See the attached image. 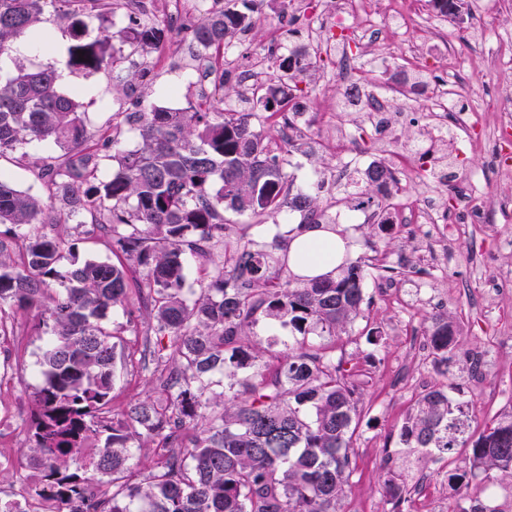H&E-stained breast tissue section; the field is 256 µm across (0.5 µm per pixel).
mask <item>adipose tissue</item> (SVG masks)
Returning <instances> with one entry per match:
<instances>
[{
    "label": "adipose tissue",
    "mask_w": 512,
    "mask_h": 512,
    "mask_svg": "<svg viewBox=\"0 0 512 512\" xmlns=\"http://www.w3.org/2000/svg\"><path fill=\"white\" fill-rule=\"evenodd\" d=\"M353 249L342 225L306 224L289 236L288 266L298 278L333 276Z\"/></svg>",
    "instance_id": "adipose-tissue-1"
}]
</instances>
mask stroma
<instances>
[{
  "label": "stroma",
  "instance_id": "1",
  "mask_svg": "<svg viewBox=\"0 0 512 512\" xmlns=\"http://www.w3.org/2000/svg\"><path fill=\"white\" fill-rule=\"evenodd\" d=\"M230 6L253 17L254 27L244 34L248 52L265 51L273 42L284 40L288 46L305 43V34L282 35L276 25L281 0H270L259 8L257 0H231ZM463 22H449L451 44H458L471 28L474 18H489L499 33H512V0H465ZM166 39L149 49L154 60L150 84L138 87L134 97L143 109L185 108L196 104V91L189 71L167 65L168 56L179 43L174 14L162 16ZM54 41L49 53L20 57L27 68H62L67 49L73 43L72 33L61 22L53 8H46L37 25ZM364 65L358 70L361 85L373 90L385 75L408 71L418 63L435 73L448 68L450 51L440 41L426 39L421 24H413L404 40L397 41L378 35L366 41ZM390 60L389 71L377 63ZM329 61L318 62L310 81L300 83L298 99L303 105V117L310 133L307 148L295 151L278 144L286 155L283 172L293 189L328 202L339 198L340 203L327 212L330 221L344 225L345 232L355 242L351 260L361 261L365 269L363 313L338 343L346 360L362 366L364 386L361 395V420L352 451L353 472L343 512H389L384 482L390 473L399 471L402 461L396 448L400 428L419 395L439 383L455 387L459 397L468 402L479 424L512 412V298L498 309L494 319L485 315V293L493 286L512 289V249L503 245L512 238V215L501 213L499 201L512 195V176L502 175L492 156L494 127H486L485 140L478 151L459 155L448 170L449 188L464 187L473 173H480L489 190L480 208L485 221L463 225L453 243L455 259L448 268L434 270L423 264L416 250L414 215L419 194L413 171L414 161H407L408 173L397 192L386 217V230L369 228L364 221L347 223L350 210L343 205L342 188L327 192L318 177L337 168L342 148L325 135L326 128L336 119L334 110L339 98L335 82L329 81ZM70 87L80 88L81 102L86 112L87 131L98 136L112 123V115L121 111L129 97L119 92L109 70L87 77L74 72ZM512 92V67L499 66L495 53L476 56L474 71L460 80L458 100L468 111L481 112L489 99ZM395 101L405 112L398 129L394 148L408 150L419 127L428 121L427 97L420 94L396 95ZM59 148L49 142L32 141L21 152L0 156V172L9 176L19 190L37 198H45L46 189L36 175V168L49 158L58 156ZM228 223L245 228L248 238L260 248L275 254L288 247L289 225L300 223L299 213L283 211L261 217L239 215L225 210ZM59 232L65 240L80 239V258L106 260L112 256L109 240L93 224H66ZM393 267L398 277L388 278L384 267ZM448 313L459 330L462 357L449 367L437 366L430 354L427 326L435 312ZM143 302L137 293H129L122 305L112 308L108 321L125 326L123 339L128 350H136L148 323L144 318ZM7 333L0 337V462L9 463L18 472H25L24 448L28 444L31 419V394L42 383L40 361L45 336L36 327L33 315L7 312L0 318ZM380 332L377 343H368L366 332ZM252 343L262 347L267 356H282L297 341L322 344L323 336L312 331L300 334L279 322L259 318L250 329ZM479 354L483 359L484 375L474 378L463 360L464 355ZM150 371L131 367L128 360L119 359L112 389V408L119 411L130 402L153 393ZM470 466L467 449L428 459L412 465L405 483L406 512H448L453 503L448 475L467 470Z\"/></svg>",
  "mask_w": 512,
  "mask_h": 512
}]
</instances>
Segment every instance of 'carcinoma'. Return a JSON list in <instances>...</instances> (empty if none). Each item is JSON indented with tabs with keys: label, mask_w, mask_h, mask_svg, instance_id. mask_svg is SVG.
<instances>
[{
	"label": "carcinoma",
	"mask_w": 512,
	"mask_h": 512,
	"mask_svg": "<svg viewBox=\"0 0 512 512\" xmlns=\"http://www.w3.org/2000/svg\"><path fill=\"white\" fill-rule=\"evenodd\" d=\"M63 9L74 44L67 66L93 74L112 66L130 86L145 73L125 69L124 56L105 30L84 40L87 20L114 12L123 0H0V56L33 30L45 7ZM443 17H457L459 0H430ZM254 25L232 10L208 13L184 37L220 56L224 45ZM158 25L130 23L122 41L156 46ZM84 56H79V52ZM315 62L308 50L281 59L292 85L270 77L256 102L283 116L297 83ZM255 108L226 112L219 101L184 111L115 112L99 141L88 143L77 94L63 90L54 68L0 74V156L32 140L63 150L38 168L43 202L16 189L0 174V308L37 310L47 339L42 384L26 456L36 471L37 501L55 512H339L351 475L350 448L360 416L363 370L336 357V336L362 312L363 269L344 261L334 277L279 280L281 259L251 240L224 241V208L254 216L288 207L305 224H326L328 206L291 193L272 142L253 128ZM139 131L141 147L101 155L121 128ZM117 170L100 177L102 159ZM392 170L374 162L364 189L344 197L358 208L376 207L385 225ZM80 214L107 231L117 261L77 258L79 240L64 249L41 231L71 223ZM29 225L23 237L13 228ZM210 260L199 288L186 290L185 254ZM146 297L151 329L168 338L165 355L144 338L140 360L155 362L158 397L147 396L108 418L123 331L107 315L130 290ZM301 334L318 328L330 341L300 345L277 360L247 341L259 317ZM458 329L445 312L431 316L428 344L440 366L457 356ZM435 385L415 401L400 434L410 462L470 450V468L448 476L452 512H505L481 500L479 477L499 472L512 480V413L479 429L469 404ZM146 448L153 463L129 465V448ZM404 479L391 474L390 512H404Z\"/></svg>",
	"instance_id": "1"
}]
</instances>
